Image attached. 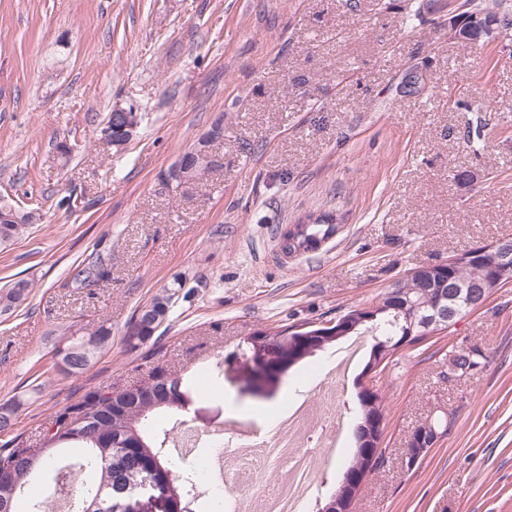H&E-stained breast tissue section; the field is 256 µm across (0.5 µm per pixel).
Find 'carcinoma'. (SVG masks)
Listing matches in <instances>:
<instances>
[{"mask_svg": "<svg viewBox=\"0 0 512 512\" xmlns=\"http://www.w3.org/2000/svg\"><path fill=\"white\" fill-rule=\"evenodd\" d=\"M467 2L470 11L486 21L498 17L502 19L503 28L512 32V11H502L498 5L490 7L484 0ZM214 166L213 160L202 157L196 149L181 156L169 171L168 178L183 176L194 182ZM333 215L332 211L319 214L318 221L308 225L290 248L306 250L310 243L330 238L335 233V225L331 223ZM35 220L33 212L19 210L1 200L0 244L22 237ZM111 275L110 268L96 265L80 272L76 283L81 288H93L109 280ZM483 275L481 265L448 267V277L456 281L478 282ZM436 292L437 289L423 280L405 274L378 301L372 320H362L364 314L360 313L354 323L347 324L349 334L371 336L370 357L385 356L384 365L387 366L396 354L392 347L406 332L407 317L427 309ZM178 293L176 288L165 289L135 316L126 332V341L131 348L135 349L151 338L166 321ZM28 296L29 283L24 279L1 288L0 313L13 312ZM91 336L94 337L92 345L72 354L65 373L77 375L88 369L97 354L109 344L112 332L102 325L91 332ZM263 336L281 350L280 359L267 371L269 376L284 374L295 364L336 343L333 339L305 346L297 341V332L288 326L266 330ZM486 361V354L478 346H459L450 359L461 373L467 375L482 370ZM358 401V422L354 431L357 441L385 421L378 391L361 390ZM180 403L178 378L157 367L147 380L128 392L113 394L100 389L59 410L44 434L41 447L0 448V471L8 470L14 475L12 480H0V512H17L22 493L40 480L55 486L65 482L73 488L78 512H114L125 489L131 490L146 481L154 485L157 493L166 495L179 512H196L197 469L173 459L167 450L171 434L167 425L179 423ZM75 419L87 421L86 434L90 440H66L71 434L69 425ZM376 468L377 464L362 455L361 448H356L353 459L342 472L338 490L317 512H336L329 505L338 499L353 505L365 477Z\"/></svg>", "mask_w": 512, "mask_h": 512, "instance_id": "obj_1", "label": "carcinoma"}]
</instances>
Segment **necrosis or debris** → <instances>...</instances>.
<instances>
[{
    "label": "necrosis or debris",
    "instance_id": "obj_1",
    "mask_svg": "<svg viewBox=\"0 0 512 512\" xmlns=\"http://www.w3.org/2000/svg\"><path fill=\"white\" fill-rule=\"evenodd\" d=\"M336 405V389L327 380L315 386L314 400H298L281 415L277 430L266 436L251 425H235L223 448L207 460V472L216 486L226 489L225 512H306L309 492L317 480L310 455L298 454L300 441H314L319 447H334L326 436L328 421ZM288 466L287 482L267 494L254 492L262 470ZM234 481L225 484V472Z\"/></svg>",
    "mask_w": 512,
    "mask_h": 512
}]
</instances>
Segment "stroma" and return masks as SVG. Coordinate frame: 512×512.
Here are the masks:
<instances>
[{
	"label": "stroma",
	"instance_id": "1",
	"mask_svg": "<svg viewBox=\"0 0 512 512\" xmlns=\"http://www.w3.org/2000/svg\"><path fill=\"white\" fill-rule=\"evenodd\" d=\"M447 16L448 0H359L354 11L346 0H0V199L38 215L0 246V286L30 284L0 315V406L16 408L0 445L36 447L61 408L157 367L197 377L185 413L195 429H265L310 396L330 353L353 347L336 458L312 451L328 498L355 451L371 337L299 362L258 396L243 391L247 339L337 319L409 268L512 237V57L487 72L489 48L446 40ZM416 65L428 92L404 95ZM460 91L465 106L449 107ZM117 107L135 108L139 126L109 149L97 130ZM218 120L224 135L208 150L219 169L168 190L170 167ZM476 125L475 155L459 137ZM464 169L474 180L456 182ZM336 207L348 215L337 235L281 253L290 224ZM99 260L111 280L76 287ZM177 280L166 321L129 350L137 311ZM101 325L112 338L89 369H53L65 336ZM461 344L483 350L484 369L441 379ZM371 381L385 398L386 464L353 512H512V283ZM443 412L450 431L406 468L413 426Z\"/></svg>",
	"mask_w": 512,
	"mask_h": 512
}]
</instances>
